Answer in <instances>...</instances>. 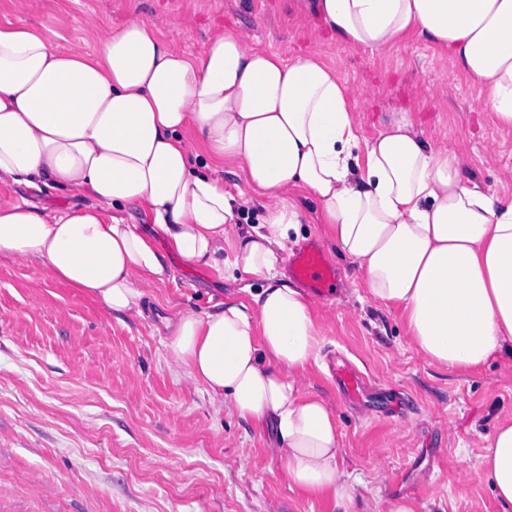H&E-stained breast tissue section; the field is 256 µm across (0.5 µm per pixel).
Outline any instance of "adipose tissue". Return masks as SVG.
Listing matches in <instances>:
<instances>
[{
    "label": "adipose tissue",
    "mask_w": 512,
    "mask_h": 512,
    "mask_svg": "<svg viewBox=\"0 0 512 512\" xmlns=\"http://www.w3.org/2000/svg\"><path fill=\"white\" fill-rule=\"evenodd\" d=\"M13 3L15 19L0 22V256L129 316L142 315L170 252L218 279L241 270L260 282L247 303L199 315L168 307L173 361L219 407L273 430L289 486L357 512L336 417L304 387L321 317L280 271L301 203L315 201L367 296L401 308L410 344L465 371L512 355V198L485 189L465 155L409 118L360 139L348 107L357 91L318 53L287 61L229 28L194 56L137 16L87 17L96 49H64L23 21L28 0ZM292 11L356 49L427 40L512 132V0H294ZM228 164L268 201L242 233L228 231ZM19 186L92 203L49 209L17 198ZM125 206L151 217L164 248L116 216ZM480 470L512 512V422L497 427Z\"/></svg>",
    "instance_id": "adipose-tissue-1"
}]
</instances>
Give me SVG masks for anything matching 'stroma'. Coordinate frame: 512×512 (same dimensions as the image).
<instances>
[{"label":"stroma","instance_id":"obj_1","mask_svg":"<svg viewBox=\"0 0 512 512\" xmlns=\"http://www.w3.org/2000/svg\"><path fill=\"white\" fill-rule=\"evenodd\" d=\"M289 0H29L25 22L61 46L93 50L88 15L121 23L164 22L178 48L200 54L213 33L236 28L291 60L318 52L360 95L350 102L365 138L404 112L425 136L465 154L482 185L497 191L512 168V134L482 112L476 86L447 54L410 36L384 54L317 38L295 23ZM494 160H487V152ZM236 224L265 213L224 175ZM307 202L302 235L340 275L335 299L318 301L322 358L309 392L332 407L341 431L338 462L365 512L397 496L418 512H499L479 460L497 426L512 421V357L470 371L429 363L409 344L397 308L375 306L358 273L319 232ZM251 278L218 281L173 257L163 283L142 299L143 315H116L51 279L35 264L0 257V512H337L331 498L289 487L274 443L254 423L218 408L177 372L160 336L163 305L187 313L240 296ZM353 362L370 387L343 400L323 358Z\"/></svg>","mask_w":512,"mask_h":512}]
</instances>
